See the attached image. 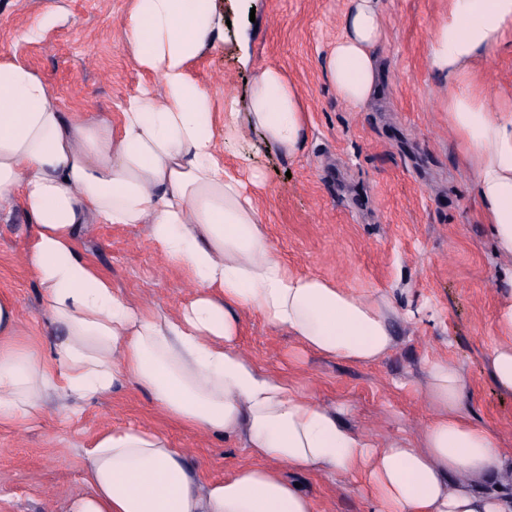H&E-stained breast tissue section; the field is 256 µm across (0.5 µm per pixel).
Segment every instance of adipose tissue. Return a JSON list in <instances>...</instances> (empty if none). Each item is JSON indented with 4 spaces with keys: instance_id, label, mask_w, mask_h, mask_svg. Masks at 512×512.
<instances>
[{
    "instance_id": "obj_1",
    "label": "adipose tissue",
    "mask_w": 512,
    "mask_h": 512,
    "mask_svg": "<svg viewBox=\"0 0 512 512\" xmlns=\"http://www.w3.org/2000/svg\"><path fill=\"white\" fill-rule=\"evenodd\" d=\"M512 30V0H448L431 66L456 90L448 124L465 147L478 202L499 255L512 257V112L463 88L471 63ZM221 34L215 0H133L126 47L160 89L142 87L118 119L64 112L44 80L0 57V215L21 209L37 226L28 264L44 291L49 345L17 342V310L0 295V425H32L53 397L88 403L134 384L169 420L234 437L251 457L209 481L159 433L102 432L84 451L87 494L61 512H314L279 471L362 479L373 512H512L493 490L512 456L466 417L459 368L427 365L434 417L421 442L384 447L352 430L341 409L258 367L238 347L241 311L288 331L303 352L369 365L393 346L385 298L359 295L291 270L271 249L239 168L218 139L240 128L234 102L217 117L192 66ZM384 35L377 0H351L325 59L338 98L363 105L376 85ZM250 124L284 156L301 148L308 115L281 69L255 76ZM85 224H146L156 251L198 293L181 312L134 304L78 246ZM490 355L496 385L512 392V294Z\"/></svg>"
}]
</instances>
